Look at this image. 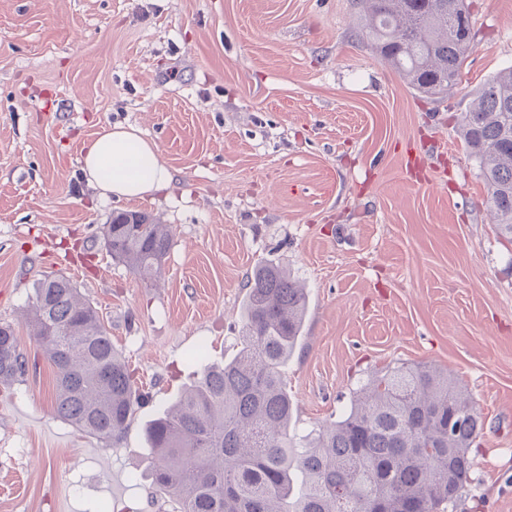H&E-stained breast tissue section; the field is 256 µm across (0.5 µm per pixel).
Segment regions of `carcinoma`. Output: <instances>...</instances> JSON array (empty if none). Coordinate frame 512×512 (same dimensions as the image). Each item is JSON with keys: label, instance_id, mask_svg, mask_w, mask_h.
<instances>
[{"label": "carcinoma", "instance_id": "obj_1", "mask_svg": "<svg viewBox=\"0 0 512 512\" xmlns=\"http://www.w3.org/2000/svg\"><path fill=\"white\" fill-rule=\"evenodd\" d=\"M371 46L413 90L457 85L471 44L450 32L466 0H358ZM497 233L512 243V67L475 93L461 117ZM138 212L104 225L112 258L136 275L160 273L171 246L165 224L127 230ZM307 295L282 266L255 267L242 304L241 348L224 363L200 353L193 382L146 428L153 485L172 512H447L470 480L469 455L483 431L467 390L433 365L398 366L358 388L347 412L292 445V401L282 368L295 353ZM28 323L56 370V411L87 435L120 440L140 394L97 310L63 276L39 280ZM29 357L0 325V385L20 380ZM303 489L294 492L296 478Z\"/></svg>", "mask_w": 512, "mask_h": 512}]
</instances>
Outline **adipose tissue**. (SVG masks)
<instances>
[{
  "mask_svg": "<svg viewBox=\"0 0 512 512\" xmlns=\"http://www.w3.org/2000/svg\"><path fill=\"white\" fill-rule=\"evenodd\" d=\"M82 172L103 197L138 200L167 190L173 176L153 142L139 130L116 124L85 142Z\"/></svg>",
  "mask_w": 512,
  "mask_h": 512,
  "instance_id": "adipose-tissue-1",
  "label": "adipose tissue"
}]
</instances>
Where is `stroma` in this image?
Returning <instances> with one entry per match:
<instances>
[{
  "instance_id": "stroma-1",
  "label": "stroma",
  "mask_w": 512,
  "mask_h": 512,
  "mask_svg": "<svg viewBox=\"0 0 512 512\" xmlns=\"http://www.w3.org/2000/svg\"><path fill=\"white\" fill-rule=\"evenodd\" d=\"M458 84L425 97L363 38L356 0H0V322L34 366L0 386V512H171L145 426L191 369L239 349L254 267L305 289L282 369L288 432L336 420L373 374L431 364L484 429L456 512H512V244L459 122L512 66V0H470ZM139 128L173 175L142 200L100 197L83 144ZM169 225L158 277L106 250L113 214ZM69 278L146 396L120 441L58 418L26 317L33 285Z\"/></svg>"
}]
</instances>
